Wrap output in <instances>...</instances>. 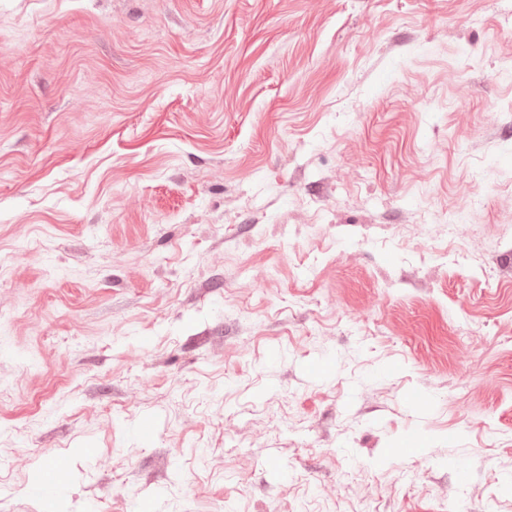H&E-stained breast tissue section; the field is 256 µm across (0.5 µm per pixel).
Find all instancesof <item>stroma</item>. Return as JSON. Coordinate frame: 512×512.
<instances>
[{
  "mask_svg": "<svg viewBox=\"0 0 512 512\" xmlns=\"http://www.w3.org/2000/svg\"><path fill=\"white\" fill-rule=\"evenodd\" d=\"M133 499L512 512V0H0V512Z\"/></svg>",
  "mask_w": 512,
  "mask_h": 512,
  "instance_id": "35a3bbf8",
  "label": "stroma"
}]
</instances>
